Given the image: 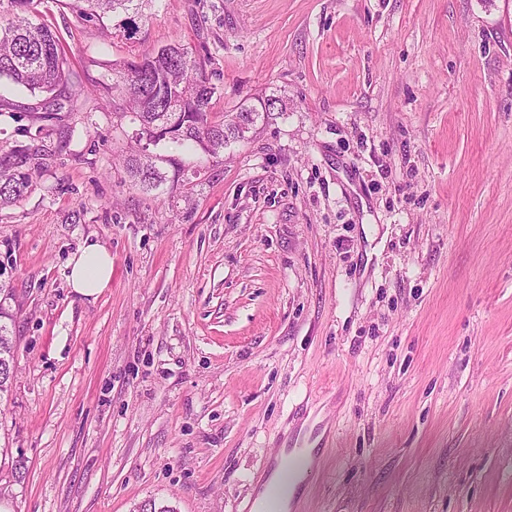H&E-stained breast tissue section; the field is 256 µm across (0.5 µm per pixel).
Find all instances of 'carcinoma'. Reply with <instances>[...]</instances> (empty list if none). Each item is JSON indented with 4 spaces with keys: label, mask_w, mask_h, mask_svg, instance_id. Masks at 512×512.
<instances>
[{
    "label": "carcinoma",
    "mask_w": 512,
    "mask_h": 512,
    "mask_svg": "<svg viewBox=\"0 0 512 512\" xmlns=\"http://www.w3.org/2000/svg\"><path fill=\"white\" fill-rule=\"evenodd\" d=\"M39 0H7L13 20L0 26V79L31 93H45L42 107L47 112L65 108L78 92L71 91V73L66 68L65 48L45 23H34ZM151 0H70V8L85 23L135 38L138 21ZM206 60L178 44L163 50L136 54L112 64L113 95L109 104L112 122H129L136 127L133 145L120 154L127 176L146 194H176L185 209L195 205V188L202 166L187 167L161 153L167 143L185 146L199 160L216 158L228 146L246 138V133L274 113L286 111L283 100L268 96L260 107H247L217 117L209 105L218 87L206 73ZM48 166V154L33 145H21L0 154V208L22 200L32 187L33 175ZM14 287L0 279V348L8 357L0 360V394L8 392L15 374L17 312L12 308Z\"/></svg>",
    "instance_id": "carcinoma-1"
}]
</instances>
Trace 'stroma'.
I'll use <instances>...</instances> for the list:
<instances>
[{
    "label": "stroma",
    "mask_w": 512,
    "mask_h": 512,
    "mask_svg": "<svg viewBox=\"0 0 512 512\" xmlns=\"http://www.w3.org/2000/svg\"><path fill=\"white\" fill-rule=\"evenodd\" d=\"M45 3L82 92L50 116L0 79V153H52L0 209V512H246L302 444L306 512H512V0H151L131 40ZM173 42L212 112L288 102L187 213L113 169L107 109L113 62ZM67 269L68 283L75 292L85 297L96 296L112 280V254L101 243L87 240L68 261ZM14 299V287L10 280L0 278V348L6 349L9 353L6 359L0 360V398L4 393H8V383L14 378L16 367V336H14L13 329L17 312L11 305Z\"/></svg>",
    "instance_id": "obj_1"
}]
</instances>
